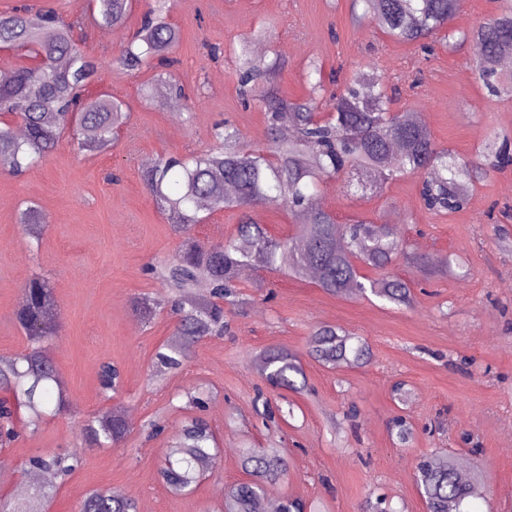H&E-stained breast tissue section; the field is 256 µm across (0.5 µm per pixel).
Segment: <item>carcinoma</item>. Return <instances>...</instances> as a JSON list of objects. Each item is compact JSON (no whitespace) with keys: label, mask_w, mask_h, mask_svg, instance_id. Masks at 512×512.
<instances>
[{"label":"carcinoma","mask_w":512,"mask_h":512,"mask_svg":"<svg viewBox=\"0 0 512 512\" xmlns=\"http://www.w3.org/2000/svg\"><path fill=\"white\" fill-rule=\"evenodd\" d=\"M362 7L359 22L386 34L392 41L414 44L430 54L433 44L453 50L476 43L479 55L472 62L476 79L495 98L512 99V74L500 61L512 56V7L468 29L451 21L461 0H352ZM170 0H150L140 27L124 43L113 63L133 73L155 67L173 69L180 30L170 20ZM132 9L131 0H93L91 13L66 22L50 9L24 4L0 12V48L37 53L41 65H0V174L14 177L29 172L51 157L63 137L97 153L112 147L118 129L130 118L123 100L109 94H89L102 65L81 50L74 33L87 27L122 28ZM269 38L259 27L228 48L234 59L237 83L244 104L264 109L265 144L251 146L230 120L211 130L214 148L190 155L164 154L143 171V181L156 208L182 235L178 254L146 273L160 282L164 296L133 299L135 313L146 323L167 308L174 316L171 337L155 355L161 374L179 370L193 349L211 336L231 331L228 315L247 303L242 288L259 268L286 272L303 279L312 272L315 285L332 296L362 295L369 291L397 305L412 301L411 285L388 273L397 259L413 265L429 281L454 274L452 261L434 266L413 254L389 224L357 220L341 224L336 215L312 207L321 185L342 173L349 187L376 190L407 173L420 176V197L427 210L454 213L469 202L475 179L512 165V143L492 131L477 158L465 161L436 144L430 129L393 109L396 84L383 72L359 69L346 80L342 92L327 94L321 66L307 63L309 92L301 99L281 94L276 76L284 67L278 55L259 58L254 41ZM275 199L298 221L293 237L270 233L254 216V209ZM208 214L234 209L239 213L236 233L223 241L202 244L192 229L202 223L200 202ZM27 243L42 237L46 219L30 209L22 218ZM378 272L366 279L360 265ZM14 318L26 346L15 355H0V437L10 445L25 431H35L48 415L65 413L69 397L58 375L57 363L46 343L59 335V299L51 279L31 277L21 289ZM308 355L324 366L359 367L368 363L369 349L360 337L336 326L321 325L311 333ZM265 384L276 391L300 392L306 375L299 354L281 346L266 347L251 356ZM120 371L110 361L100 366L103 392L117 389ZM270 420L293 413L271 404L258 389L254 404ZM129 425L123 409L115 407L84 421L81 436L87 446L117 447ZM213 430L200 416L182 426L177 444L160 470L162 481L176 492L192 490L207 471L220 464ZM240 462L250 479L224 493L222 512H255L266 486L288 475V462L273 446L240 450ZM81 464L76 456L38 455L29 470L53 475L23 499H0V512H42L41 502L56 488V480ZM484 481L480 470L471 479L459 478L456 460L438 452L417 467L416 482L427 512H469L475 486ZM77 512H139L132 498L94 491ZM279 512H319L315 504L284 498Z\"/></svg>","instance_id":"1"}]
</instances>
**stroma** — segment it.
Masks as SVG:
<instances>
[{"label":"stroma","mask_w":512,"mask_h":512,"mask_svg":"<svg viewBox=\"0 0 512 512\" xmlns=\"http://www.w3.org/2000/svg\"><path fill=\"white\" fill-rule=\"evenodd\" d=\"M171 18L181 33L175 69L187 96L172 101L141 96L157 71L134 74L112 60L119 41L94 28L78 39L104 66L90 94L106 90L130 110L110 150L82 152L70 141L41 166L21 177L0 174V354L21 352L25 338L14 321L17 299L35 274L51 278L59 297L61 332L50 340L69 394L67 414L25 433L0 459L15 470L0 483V497L24 498L20 475L30 458L46 452L77 453L82 464L45 503L44 512H74L91 491L120 489L151 512H219L222 487L245 480L242 444L283 448L286 479L268 486L274 499L318 502L322 512H365L371 494L385 495L397 512H426L414 473L425 456L448 451L466 469L481 468L473 512H512V167L487 173L473 184L469 204L450 214L424 208L419 179L404 176L379 192L352 194L346 177L325 182L318 197L339 222L368 218L394 225L413 250L430 263L453 256L459 275L417 283L407 262L395 275L413 282L410 306L373 294L333 297L312 280L260 270L256 280L272 289H249L243 313L231 315V333L202 341L182 368L163 383L151 378L158 348L171 334L173 318L161 313L143 324L132 311L133 296H158L159 284L145 265L175 256L181 236L153 204L141 171L158 155L186 154L210 146L212 125L228 119L249 140L262 139L265 115L244 108L230 62L212 61L209 48L228 46L266 23L287 61L282 93L307 92L309 60L350 74L358 68L398 75L422 73L418 90L402 88L398 110L427 111L435 142L464 158L475 157L487 132L512 135V100H498L477 83L468 65L471 46L448 52L435 45L423 55L397 44L366 23L354 21L351 0H177ZM37 207L48 219L37 246L22 241L21 216ZM336 325L369 345L366 366L335 369L308 357L312 330ZM279 345L304 356L308 389L287 393L294 416L264 426L253 407L262 380L245 351ZM122 372V387L106 399L99 365ZM405 382L407 396L393 387ZM203 386L211 399L205 416L223 458L195 491L178 495L161 480L166 450L188 411L184 393ZM121 403L134 418L125 441L112 448L86 447L84 419ZM414 426L408 444L390 429L394 416ZM165 427L151 435L147 423Z\"/></svg>","instance_id":"35a3bbf8"}]
</instances>
